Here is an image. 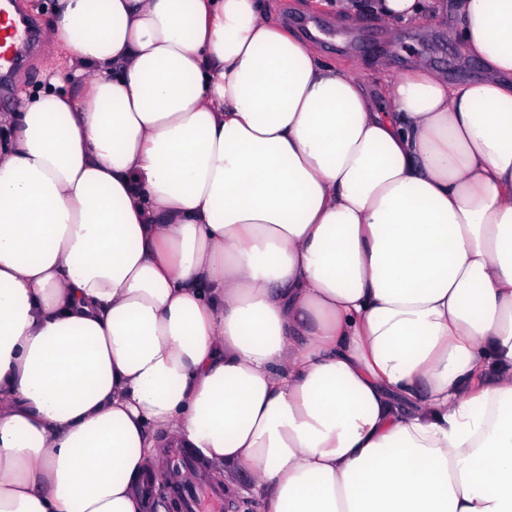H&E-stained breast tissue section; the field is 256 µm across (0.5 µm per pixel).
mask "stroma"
I'll use <instances>...</instances> for the list:
<instances>
[{"mask_svg": "<svg viewBox=\"0 0 512 512\" xmlns=\"http://www.w3.org/2000/svg\"><path fill=\"white\" fill-rule=\"evenodd\" d=\"M272 3L282 21L299 35H306L308 26L319 28L321 36L315 44L329 61L344 65L376 61L389 72L399 73L421 60L446 73L452 83L482 73L481 63L463 57L451 38L458 22L456 15L414 25L389 26L369 16L340 20L323 12H312L308 0H272ZM66 69L63 50L56 43L41 40L27 67L13 80L12 100L35 91L47 74H62ZM12 100L0 105V110L12 111Z\"/></svg>", "mask_w": 512, "mask_h": 512, "instance_id": "stroma-1", "label": "stroma"}]
</instances>
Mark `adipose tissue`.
<instances>
[{"instance_id":"1","label":"adipose tissue","mask_w":512,"mask_h":512,"mask_svg":"<svg viewBox=\"0 0 512 512\" xmlns=\"http://www.w3.org/2000/svg\"><path fill=\"white\" fill-rule=\"evenodd\" d=\"M486 77L326 62L262 0H53L0 138V512H147L166 448L259 512H512V0ZM24 12L33 16L39 23L40 48L30 57L27 67L19 71L13 80L11 95L5 104H1V112H13L16 99L23 93H30L39 88L48 73H59L64 76L67 61L63 50L44 37L50 25V0H13Z\"/></svg>"}]
</instances>
